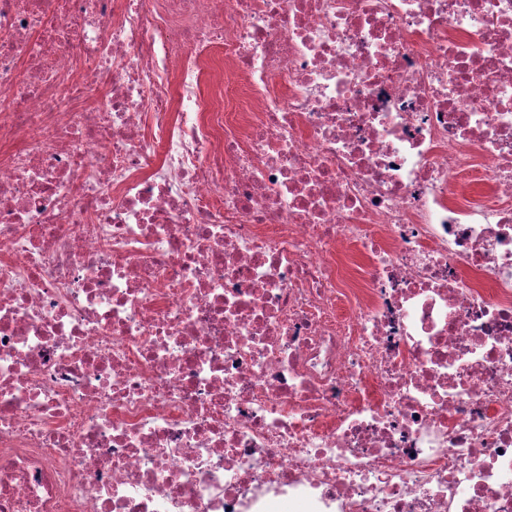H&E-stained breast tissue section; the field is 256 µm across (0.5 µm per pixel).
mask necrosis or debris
<instances>
[{
	"label": "necrosis or debris",
	"mask_w": 512,
	"mask_h": 512,
	"mask_svg": "<svg viewBox=\"0 0 512 512\" xmlns=\"http://www.w3.org/2000/svg\"><path fill=\"white\" fill-rule=\"evenodd\" d=\"M278 506L512 512V0H0V512ZM201 67L203 72L201 89L204 101L209 106L218 105L220 102L224 107V85L226 83L240 85L242 82L238 74L224 64L222 54L203 59Z\"/></svg>",
	"instance_id": "obj_1"
}]
</instances>
